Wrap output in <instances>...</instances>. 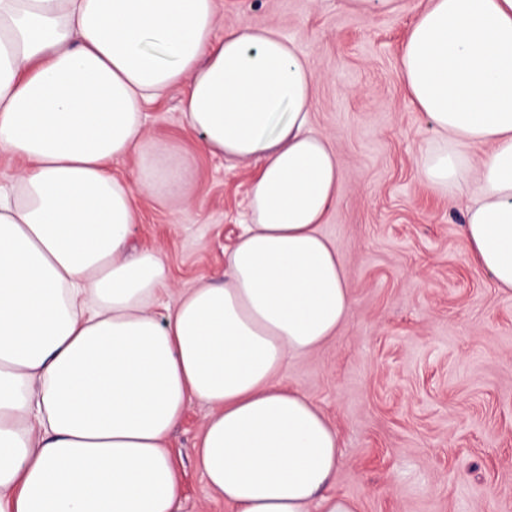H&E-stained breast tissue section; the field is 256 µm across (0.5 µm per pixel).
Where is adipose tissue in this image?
I'll list each match as a JSON object with an SVG mask.
<instances>
[{
  "label": "adipose tissue",
  "instance_id": "ef3b65f1",
  "mask_svg": "<svg viewBox=\"0 0 512 512\" xmlns=\"http://www.w3.org/2000/svg\"><path fill=\"white\" fill-rule=\"evenodd\" d=\"M218 19V0H0V152L26 163L0 191V512H180L166 444L193 400L232 512H359L331 490L336 429L284 383L352 307L322 232L341 170L311 125L318 76L276 29L219 39ZM401 71L441 134L428 186L474 184L471 257L512 292V0H429ZM177 86L206 152L262 167L221 278L175 290L132 234L135 193L188 199L186 158L147 130Z\"/></svg>",
  "mask_w": 512,
  "mask_h": 512
}]
</instances>
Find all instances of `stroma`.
Listing matches in <instances>:
<instances>
[{"label":"stroma","instance_id":"35a3bbf8","mask_svg":"<svg viewBox=\"0 0 512 512\" xmlns=\"http://www.w3.org/2000/svg\"><path fill=\"white\" fill-rule=\"evenodd\" d=\"M219 30L276 28L320 81L311 123L327 135L341 185L324 226L352 285L350 315L318 350L294 357L287 382L335 426L343 465L334 491L360 512H512V294L476 267L463 233L472 196L432 191L419 166L440 139L408 96L406 34L427 0L360 14L346 0H220ZM170 90L148 110L152 138L190 162L180 210L136 195L139 247L163 251L173 287L215 278L236 243L259 165L202 151ZM205 404L170 436L181 512H229L202 474Z\"/></svg>","mask_w":512,"mask_h":512}]
</instances>
